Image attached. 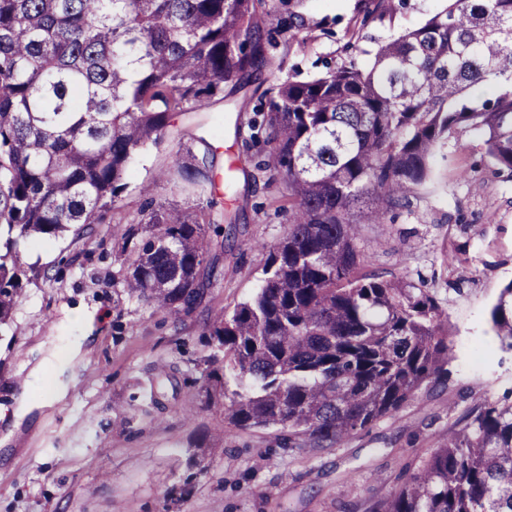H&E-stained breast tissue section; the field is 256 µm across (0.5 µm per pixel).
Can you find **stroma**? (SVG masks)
Instances as JSON below:
<instances>
[{
    "label": "stroma",
    "mask_w": 512,
    "mask_h": 512,
    "mask_svg": "<svg viewBox=\"0 0 512 512\" xmlns=\"http://www.w3.org/2000/svg\"><path fill=\"white\" fill-rule=\"evenodd\" d=\"M360 0H298L264 17L268 58L281 75L325 73L442 10L408 0L384 22L364 21ZM222 105L203 119L175 116L138 153L112 213L81 238L28 239L23 262L46 267L27 284L0 331V512H373L417 471L466 409L512 401V351L496 344L489 310L512 280V174L485 154L483 136L453 129L410 206L368 224L361 244L386 276L432 287L448 317L454 358L447 383L429 385L396 414L328 449L289 447L285 430L241 429L207 404L202 385L215 347L209 325L255 293L265 246L288 230V190L251 179L255 166ZM207 136L214 177L242 169L235 187L212 189L239 215L219 282L190 315L153 311L112 278L121 248L149 202L200 199L174 170L182 147ZM192 415H185V408ZM199 456L205 469L191 473ZM189 494L179 495L184 481Z\"/></svg>",
    "instance_id": "stroma-1"
}]
</instances>
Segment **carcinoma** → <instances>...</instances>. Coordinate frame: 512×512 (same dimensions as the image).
Returning a JSON list of instances; mask_svg holds the SVG:
<instances>
[{
	"label": "carcinoma",
	"mask_w": 512,
	"mask_h": 512,
	"mask_svg": "<svg viewBox=\"0 0 512 512\" xmlns=\"http://www.w3.org/2000/svg\"><path fill=\"white\" fill-rule=\"evenodd\" d=\"M264 0H0V327L32 236L77 238L108 224L134 155L175 115L208 112L268 66ZM500 78L491 97L471 88ZM250 142L288 188V232L255 294L208 332L206 398L241 429H288L333 448L448 381L447 316L424 283L368 271L361 225L384 224L429 176L459 126L512 172V0H448L421 26L309 80L275 78ZM186 147L175 175L195 192L215 154ZM206 207L152 208L120 269L130 298L188 315L218 256ZM490 322L512 350V281ZM236 389L229 390V383ZM376 512H512V403L482 400Z\"/></svg>",
	"instance_id": "cac0c4a2"
}]
</instances>
